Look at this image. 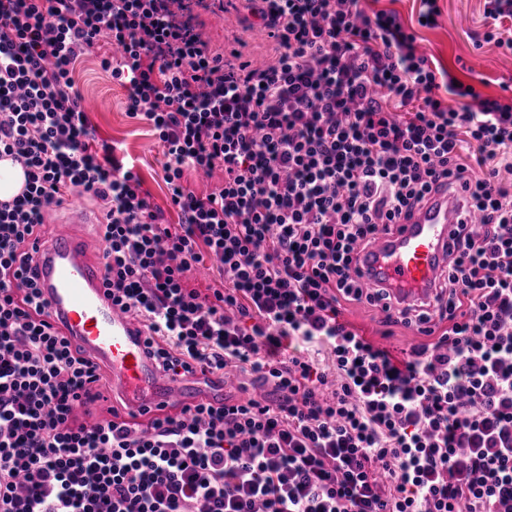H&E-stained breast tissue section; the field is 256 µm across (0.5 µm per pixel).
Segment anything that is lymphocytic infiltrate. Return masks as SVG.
I'll list each match as a JSON object with an SVG mask.
<instances>
[{
    "mask_svg": "<svg viewBox=\"0 0 512 512\" xmlns=\"http://www.w3.org/2000/svg\"><path fill=\"white\" fill-rule=\"evenodd\" d=\"M236 2L271 64L211 49L198 16L224 0H0V153L28 180L0 204V512H512V102L433 66L396 11ZM104 35L180 223L89 123L73 73ZM217 170L208 193L185 183ZM445 185L481 229L434 311L395 308L353 276L358 253ZM76 193L102 209L107 296L159 369L235 370L274 399L86 421L104 373L23 274ZM208 261L222 285L204 293L186 274ZM346 302L447 328L399 359Z\"/></svg>",
    "mask_w": 512,
    "mask_h": 512,
    "instance_id": "f902f5d3",
    "label": "lymphocytic infiltrate"
}]
</instances>
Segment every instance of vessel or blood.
Returning <instances> with one entry per match:
<instances>
[{
  "mask_svg": "<svg viewBox=\"0 0 512 512\" xmlns=\"http://www.w3.org/2000/svg\"><path fill=\"white\" fill-rule=\"evenodd\" d=\"M464 199L458 190L433 194L411 220L379 235L361 259L365 284L394 287L405 305L433 304V285L448 267V246L468 221ZM64 207L71 230L40 240L28 250L26 264L50 321L72 336L88 359L109 370L112 392L122 400L121 419L145 422L199 400L223 401L224 382H206L201 374L173 379L161 372L148 352L146 330L106 296L104 267L90 259L80 235L81 208L71 198Z\"/></svg>",
  "mask_w": 512,
  "mask_h": 512,
  "instance_id": "1",
  "label": "vessel or blood"
}]
</instances>
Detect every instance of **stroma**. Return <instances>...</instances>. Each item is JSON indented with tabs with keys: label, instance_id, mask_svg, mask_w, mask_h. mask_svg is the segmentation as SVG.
Returning <instances> with one entry per match:
<instances>
[{
	"label": "stroma",
	"instance_id": "obj_1",
	"mask_svg": "<svg viewBox=\"0 0 512 512\" xmlns=\"http://www.w3.org/2000/svg\"><path fill=\"white\" fill-rule=\"evenodd\" d=\"M377 5L396 10L406 27L414 29L420 51L464 83L495 96L500 95L502 84L512 85V53L474 38L475 33L485 29L483 0H438L441 16L438 27L432 29L417 23L419 0H378ZM199 20L216 50H223L225 44L237 38L244 44L245 58L251 61L274 55V45L265 33L257 27L244 28L237 22L235 11L204 12ZM110 50L108 43H101L76 67L75 84L86 101L89 121L99 137L112 141L119 153L134 164L144 190L163 212L166 222L178 223V213L169 204L162 178L163 156L156 137L145 121L127 115L125 90L113 83L110 73L98 64L99 55ZM342 319L354 332L397 357L430 341L416 328L389 323L383 313L356 303L344 304Z\"/></svg>",
	"mask_w": 512,
	"mask_h": 512
}]
</instances>
